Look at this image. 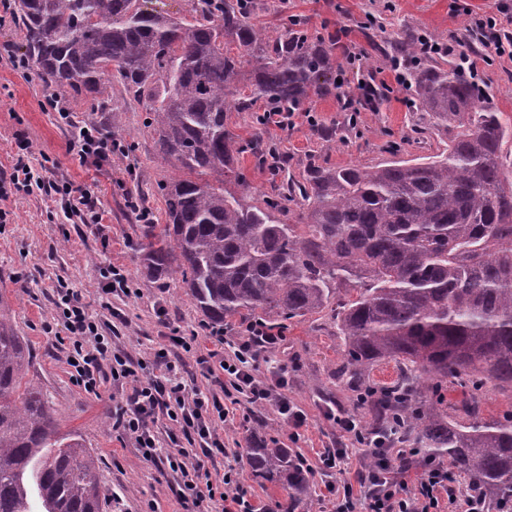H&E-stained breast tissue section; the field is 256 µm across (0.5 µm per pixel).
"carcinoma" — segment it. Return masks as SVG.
<instances>
[{
    "label": "carcinoma",
    "instance_id": "1",
    "mask_svg": "<svg viewBox=\"0 0 512 512\" xmlns=\"http://www.w3.org/2000/svg\"><path fill=\"white\" fill-rule=\"evenodd\" d=\"M24 55L40 77L105 107L119 95L146 113L161 158L181 175L158 183L166 224H141L151 276L181 272L216 329H267L339 297L348 385L380 363L398 378L359 397L372 436L388 429L426 460L446 461L486 500H512V414L478 415L487 387L512 393V119L488 104L464 63L410 62L407 87L448 149L372 168L311 163L257 206L240 183L230 112H298L328 96L337 39L297 20L272 41L256 0H190V17L149 0H16ZM251 65L241 84V65ZM300 203L297 223L281 219ZM33 356L0 311V512H105L97 457L58 432L46 395L22 385ZM461 391L463 422L443 414ZM253 480L283 497L270 512H311L310 472L274 439L253 437Z\"/></svg>",
    "mask_w": 512,
    "mask_h": 512
}]
</instances>
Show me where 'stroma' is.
<instances>
[{
  "label": "stroma",
  "mask_w": 512,
  "mask_h": 512,
  "mask_svg": "<svg viewBox=\"0 0 512 512\" xmlns=\"http://www.w3.org/2000/svg\"><path fill=\"white\" fill-rule=\"evenodd\" d=\"M257 2L253 21L264 28L267 37H275L291 17L305 20L315 34L343 32L346 46L355 47L362 55L361 68L343 70L349 90L369 75L389 72L393 45L409 32L445 43L462 41L463 51L473 57L486 52L482 37L467 33V17L453 10L451 0ZM479 77L488 86L490 106L512 117V60L502 58L482 66ZM53 92L38 73L26 74L0 63V171L10 169L17 151L15 137L24 134L32 141L35 154H46L55 162L56 177L88 187L103 221L66 223L54 197L40 192L0 201V209L8 214L6 223H0V300L30 346L33 365L28 378L48 392L59 432L79 435L93 449L104 485L122 499L123 512H180L174 485L141 459L133 440L118 437L112 429V414L123 403L124 391L106 387L93 396L74 386L69 379L68 345L56 343L42 329L54 314L58 289L70 288L81 294L94 316L103 315L106 301L120 312V319L114 322L116 343L133 358H150L164 344L169 324L187 334H206L207 321L180 280H153L145 275L140 221L127 206L128 200L140 199L155 222L164 223L165 203L157 184L171 175L172 167L157 155L153 133L144 125V113L128 108L102 112L91 100H75L66 94L61 102L76 119L70 126L57 113L43 109L45 97ZM381 95L379 111L360 110L353 125L335 95L306 104L315 123L303 121L285 131L273 126L257 128L248 112L230 113L228 129L240 148L235 168L249 187L251 203L261 204L287 179H302L312 162L367 168L390 160L394 148L405 159L433 156L445 149L446 135L434 133L427 117L412 111L410 94L403 86L391 84ZM85 125L98 126L128 146V156L113 158L110 174L101 175L81 165L70 151V142ZM325 127L335 129V141L322 138ZM257 134L277 146L287 168L271 172L252 154L250 142ZM113 265L124 268L136 295L105 297L102 273ZM160 308L166 312L162 320L156 314ZM284 336L283 347L260 361L257 373L264 379L286 381L285 392L304 413V425L289 427L270 406L240 404L234 419L224 424V452L215 457L213 468H238L247 481L252 504L262 512L268 493L251 480L246 448L255 433L275 439L306 459L314 489L312 512H333L328 484H357L377 458L367 444L343 433L333 420L341 413L355 415L360 422L365 416L356 413V394L341 375L344 341L336 334L331 309L290 320ZM327 448L347 452L341 471L332 475L318 467V457Z\"/></svg>",
  "instance_id": "obj_1"
}]
</instances>
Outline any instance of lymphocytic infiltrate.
<instances>
[{"label":"lymphocytic infiltrate","mask_w":512,"mask_h":512,"mask_svg":"<svg viewBox=\"0 0 512 512\" xmlns=\"http://www.w3.org/2000/svg\"><path fill=\"white\" fill-rule=\"evenodd\" d=\"M467 17L468 33L482 34L493 57L512 59V32L503 28L500 17L473 11ZM16 146L15 164L10 171L0 172V200L37 188L60 201L69 223H102L103 216L96 211L86 186L55 179L52 168L35 167L30 161L32 145L24 135H17ZM72 148L81 163L99 169L110 165L113 157L128 154L125 145L95 127L79 133ZM58 326L69 341L67 363L73 385L93 395L108 382L127 388L124 404L112 417V427L134 441L145 462L175 480L182 512H202L206 504L213 505L216 512H255L236 472L228 470L215 477L208 463L224 450L220 425L229 416L225 401L232 396L255 406L272 405L289 425H303L304 418L289 401L282 383L256 374L258 358L272 352L280 341L278 335L249 323L233 343H225L223 333L213 331L202 344L173 326L166 345L155 352L152 361L145 362L115 350L112 338L104 334V322L91 319L73 291L61 296L45 331L53 333ZM174 349L193 358L203 375L216 378L217 391L205 393L188 386L170 359ZM161 416L170 422L162 434L154 428ZM443 497L455 504L458 512H489L484 500L471 487L461 486L447 466L429 462L416 489L388 466L371 470L359 489L347 486L337 495L335 512H355L360 504L366 512H438Z\"/></svg>","instance_id":"lymphocytic-infiltrate-1"}]
</instances>
